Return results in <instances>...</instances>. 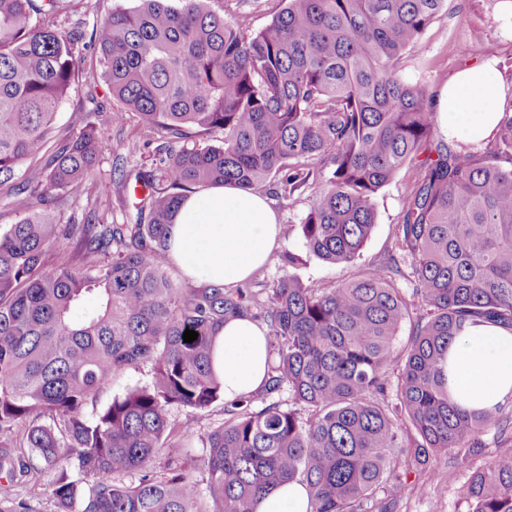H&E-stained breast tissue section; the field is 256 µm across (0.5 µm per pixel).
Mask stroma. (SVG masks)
<instances>
[{
  "label": "stroma",
  "instance_id": "obj_1",
  "mask_svg": "<svg viewBox=\"0 0 512 512\" xmlns=\"http://www.w3.org/2000/svg\"><path fill=\"white\" fill-rule=\"evenodd\" d=\"M502 0H455L456 11L442 14L422 35L403 63V77L436 91L457 71L486 59L498 62L506 81L512 82V29L504 27L499 19ZM136 0H74L72 6L56 18L62 27L82 22L84 31L103 21L113 10L133 7ZM210 7L223 16L226 23L241 25L256 31L271 22L282 9V0H210ZM463 45L464 51L452 54L449 41ZM86 71L95 76L94 87L78 81L69 96L57 110L54 131L59 138L78 132L84 113L97 108L112 110V94L100 77L101 70L95 61H87ZM105 139L96 162V175L90 180L79 200L61 197L52 202L50 211L62 223H80L85 209L97 208L105 222L120 224L128 214L134 213L133 193L123 191L115 181L116 170L128 172L150 168L154 157L149 144L150 133L134 116H126L119 124L105 126ZM123 140L129 147L127 153L116 155V140ZM417 166L404 167L397 176L382 187L374 198L376 223L366 242L357 265L332 264L308 253L298 231L309 202L301 200L288 204L273 198L282 224V235L268 262L257 270L253 278L263 284H272L281 274L280 255L289 251L297 254L301 263L297 275L305 281L332 288L345 282L355 273L357 266L381 260L392 248L395 227L399 221L405 189L418 179ZM484 450L464 463H453L449 454L442 452L433 458L431 478H420L415 470H408L406 480L409 490L400 504V512H467V505L460 497V489L473 471L485 470L501 457L512 455V438L500 437L496 427H489L481 435Z\"/></svg>",
  "mask_w": 512,
  "mask_h": 512
}]
</instances>
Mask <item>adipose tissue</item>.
<instances>
[{
	"instance_id": "obj_1",
	"label": "adipose tissue",
	"mask_w": 512,
	"mask_h": 512,
	"mask_svg": "<svg viewBox=\"0 0 512 512\" xmlns=\"http://www.w3.org/2000/svg\"><path fill=\"white\" fill-rule=\"evenodd\" d=\"M512 88L487 60L457 72L436 96L437 122L448 138L480 143L501 120ZM281 224L268 198L227 182L190 193L170 227V255L192 282L234 287L265 264ZM267 328L240 317L215 338L213 369L232 400L258 392L265 380ZM452 398L464 409L491 412L512 397V331L482 321L468 324L441 362ZM255 512H310L303 485L272 489Z\"/></svg>"
}]
</instances>
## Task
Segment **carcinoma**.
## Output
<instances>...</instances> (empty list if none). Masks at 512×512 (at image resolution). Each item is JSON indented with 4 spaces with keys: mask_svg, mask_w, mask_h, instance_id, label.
Segmentation results:
<instances>
[{
    "mask_svg": "<svg viewBox=\"0 0 512 512\" xmlns=\"http://www.w3.org/2000/svg\"><path fill=\"white\" fill-rule=\"evenodd\" d=\"M62 2L0 0V191L20 214L0 228L1 473L36 483L37 456L61 512H253L292 482L311 512H398L399 459L476 454L486 428L512 424L456 405L440 367L467 323L512 329V114L478 146L445 142L427 88L400 76L450 0H284L258 32L225 23L208 0H137L87 42L80 23L48 20ZM87 48L112 98L160 139L154 167L119 181L146 189L132 222L89 211L61 224L36 208L80 197L94 175L96 113L49 143ZM408 162L422 176L394 248L343 284L301 280L291 252L269 288L169 276V226L187 192L231 181L294 202L316 187L299 224L307 251L352 263L374 228L375 195ZM69 241L76 263L48 268L47 253ZM404 273L422 313L397 284ZM88 294L98 307L74 316ZM238 317L267 326L268 370L260 391L226 401L212 346ZM145 363L150 385L96 407L114 373ZM217 403L224 421L202 439L199 480L171 409ZM130 472L137 484L117 482ZM461 497L467 512H512V460L472 473Z\"/></svg>",
    "mask_w": 512,
    "mask_h": 512,
    "instance_id": "carcinoma-1",
    "label": "carcinoma"
}]
</instances>
